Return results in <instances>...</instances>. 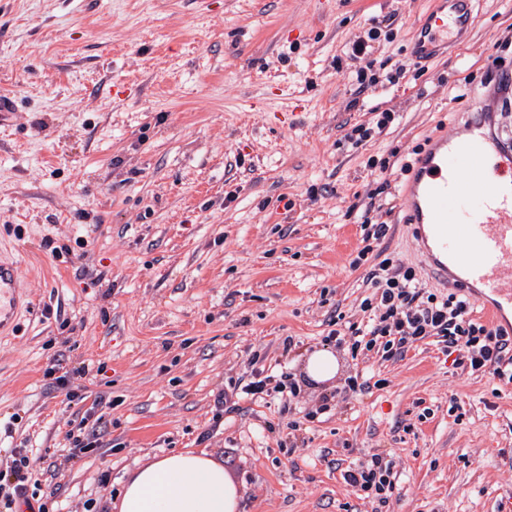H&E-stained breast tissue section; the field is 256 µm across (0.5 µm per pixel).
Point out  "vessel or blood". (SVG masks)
Instances as JSON below:
<instances>
[{
  "label": "vessel or blood",
  "instance_id": "b4317fda",
  "mask_svg": "<svg viewBox=\"0 0 512 512\" xmlns=\"http://www.w3.org/2000/svg\"><path fill=\"white\" fill-rule=\"evenodd\" d=\"M416 24L414 62L464 40L477 0H431ZM421 257L435 280L475 294L494 326L512 313V140L472 118L465 136L443 138L418 162L407 188ZM21 295L12 263L0 260V334L18 320Z\"/></svg>",
  "mask_w": 512,
  "mask_h": 512
}]
</instances>
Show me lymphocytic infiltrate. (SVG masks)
<instances>
[{
    "label": "lymphocytic infiltrate",
    "mask_w": 512,
    "mask_h": 512,
    "mask_svg": "<svg viewBox=\"0 0 512 512\" xmlns=\"http://www.w3.org/2000/svg\"><path fill=\"white\" fill-rule=\"evenodd\" d=\"M369 279L374 292L362 302L363 310L372 314L369 323L331 329L327 342L348 346L354 354L379 345L387 357L398 359L417 343L430 339L451 357L454 368L512 383V335L476 318L467 298L431 292L419 283L414 268L390 257L373 265ZM284 392L292 398L298 395L296 386H285L264 370L255 369L242 390L224 392L218 404L232 411L240 395L261 401ZM32 466L28 449H12L10 462L0 469V507L5 512H10L16 496L24 492ZM342 478L354 491L381 505L396 488L392 462L378 451L350 463Z\"/></svg>",
    "instance_id": "f902f5d3"
}]
</instances>
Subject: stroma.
<instances>
[{"label":"stroma","instance_id":"stroma-1","mask_svg":"<svg viewBox=\"0 0 512 512\" xmlns=\"http://www.w3.org/2000/svg\"><path fill=\"white\" fill-rule=\"evenodd\" d=\"M430 0H0V257L28 310L0 337V461L31 449L24 497L49 512H119L149 459L204 452L240 512H498L512 494V383L452 368L435 343L400 359L337 348L336 377L307 380L329 320L362 326L369 193L383 247L420 268L401 181L378 160L461 132L488 93L512 128V0H478L465 42L415 78L359 90L350 41L382 22L373 59L410 60ZM471 84L472 94L451 90ZM364 110L349 108L352 98ZM398 119L359 148L372 109ZM290 377V408L219 395L252 368ZM384 380L320 412L345 378ZM102 435L66 461L85 414ZM302 421L294 444L289 422ZM392 460L385 507L334 460ZM66 462L62 478L47 466ZM376 196V193H370L368 197L370 201L364 206L363 221L360 226L362 230V242L365 243V246H363L350 263V265L355 268L360 266L363 261L367 260V255L372 253L375 247L383 243L389 231L388 224L378 222L375 219L377 217L376 215L371 216V213H375L381 208L380 204L377 207L375 206L376 203L374 199Z\"/></svg>","mask_w":512,"mask_h":512}]
</instances>
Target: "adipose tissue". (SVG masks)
Listing matches in <instances>:
<instances>
[{
	"label": "adipose tissue",
	"mask_w": 512,
	"mask_h": 512,
	"mask_svg": "<svg viewBox=\"0 0 512 512\" xmlns=\"http://www.w3.org/2000/svg\"><path fill=\"white\" fill-rule=\"evenodd\" d=\"M120 512H239L240 493L221 465L203 453L155 458L127 481Z\"/></svg>",
	"instance_id": "1"
}]
</instances>
